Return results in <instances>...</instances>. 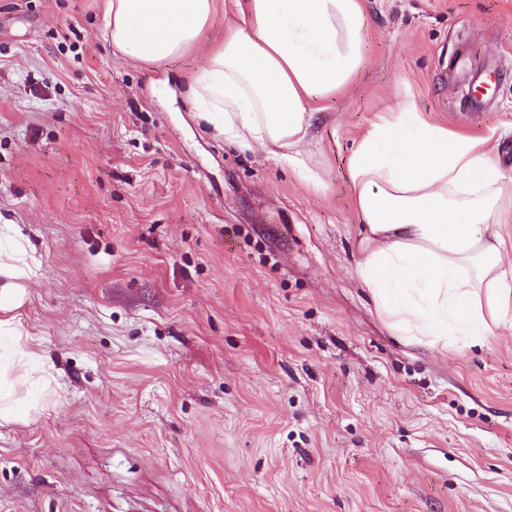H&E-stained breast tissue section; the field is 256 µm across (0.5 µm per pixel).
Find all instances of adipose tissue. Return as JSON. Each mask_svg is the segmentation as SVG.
<instances>
[{
	"mask_svg": "<svg viewBox=\"0 0 512 512\" xmlns=\"http://www.w3.org/2000/svg\"><path fill=\"white\" fill-rule=\"evenodd\" d=\"M215 0H109L112 46L160 64L213 26ZM361 0H234L224 38L194 77V112L244 148L261 146L298 163L316 118L312 106L344 86L362 58ZM363 225L358 276L383 318L430 346L476 344L512 327V261L500 231L502 169L481 139L448 131L399 104L361 134L351 162ZM10 244L0 275V337L15 338L27 301L22 234L1 224ZM19 384L0 379V427L25 422L19 389L50 372L43 356L19 350Z\"/></svg>",
	"mask_w": 512,
	"mask_h": 512,
	"instance_id": "obj_1",
	"label": "adipose tissue"
}]
</instances>
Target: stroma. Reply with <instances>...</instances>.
Wrapping results in <instances>:
<instances>
[{
  "instance_id": "stroma-1",
  "label": "stroma",
  "mask_w": 512,
  "mask_h": 512,
  "mask_svg": "<svg viewBox=\"0 0 512 512\" xmlns=\"http://www.w3.org/2000/svg\"><path fill=\"white\" fill-rule=\"evenodd\" d=\"M106 2L0 0V225L31 268L20 343L52 367L0 427V512H512V330L396 335L350 177L400 102L512 177V0H363L302 169L184 96L232 0L162 64L114 52Z\"/></svg>"
}]
</instances>
